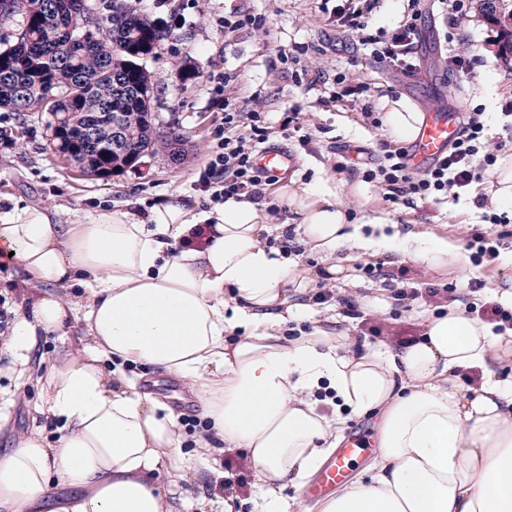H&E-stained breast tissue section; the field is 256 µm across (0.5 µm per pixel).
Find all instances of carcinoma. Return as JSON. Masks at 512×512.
Here are the masks:
<instances>
[{
	"mask_svg": "<svg viewBox=\"0 0 512 512\" xmlns=\"http://www.w3.org/2000/svg\"><path fill=\"white\" fill-rule=\"evenodd\" d=\"M78 0H12L0 16V107L45 114L52 153L87 177H108L149 150L156 126L143 57L169 37L137 6L99 18L106 35L85 42L64 32ZM119 123L135 146H115Z\"/></svg>",
	"mask_w": 512,
	"mask_h": 512,
	"instance_id": "obj_1",
	"label": "carcinoma"
}]
</instances>
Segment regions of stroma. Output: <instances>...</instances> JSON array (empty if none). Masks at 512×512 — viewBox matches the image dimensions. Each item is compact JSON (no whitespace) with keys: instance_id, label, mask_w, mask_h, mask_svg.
Here are the masks:
<instances>
[{"instance_id":"35a3bbf8","label":"stroma","mask_w":512,"mask_h":512,"mask_svg":"<svg viewBox=\"0 0 512 512\" xmlns=\"http://www.w3.org/2000/svg\"><path fill=\"white\" fill-rule=\"evenodd\" d=\"M336 5V0H140L141 10L170 32L144 65L154 79L156 123L183 137L186 159L172 163L162 148L110 177H86L51 154L40 113L21 116L0 109V130L11 138L10 143L0 142V214L38 207L52 213L56 223L69 224L124 209L132 199L145 211L170 194L186 195L200 208H210L213 202L199 178L217 149V131L239 136L258 126L266 131V145L286 149L296 159L277 184L260 188L270 216L278 214L273 204L278 183L295 179L335 190L353 221L360 223L364 238L414 228L447 236L466 248L473 227L483 222L485 210L476 198L488 192L489 183L476 185L471 195L454 204L393 203L378 182L341 170L340 164L352 159L372 169L382 161L390 138L363 113L380 112L386 96L410 97L426 110L449 96L464 105L482 106L490 136L500 141L502 110L512 102V61L498 55L494 27L482 18L478 0H466L452 22L459 38L446 43L444 33L451 22L438 0H421L417 66L405 75L352 40L336 22ZM452 53L473 58L471 74L452 72ZM219 84L224 87L220 93L215 90ZM228 112L238 115L230 126L224 123ZM294 113L299 116L297 127L284 128L286 117ZM336 261L344 268L342 278L306 289L302 308L285 326L288 337L310 331L315 320L328 331L358 336L363 321L369 320L384 326L383 336L369 337V344L391 349L394 335L408 336L422 328L421 312H438L435 301H397L392 281L366 278V264L381 262L389 271L408 268L418 283L452 284L449 302L466 307L484 299L503 304L512 292V243L504 244L493 262L477 264L466 257L443 270L405 255L364 249L340 250ZM480 280L484 288L470 292L469 283ZM322 288L329 298L320 304L313 295ZM348 299L355 300L356 314L347 313ZM128 379L178 415L184 448L194 449L202 426L197 402L184 381L140 365L129 371ZM37 405L38 391L31 387L0 415V453L12 448L18 436L48 428ZM173 492L178 500L203 503L204 512H224L229 499L238 512H252L255 468L246 450H227L218 464L201 463L197 475L178 483Z\"/></svg>"}]
</instances>
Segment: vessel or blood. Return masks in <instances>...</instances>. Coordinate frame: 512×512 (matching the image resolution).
<instances>
[{"mask_svg":"<svg viewBox=\"0 0 512 512\" xmlns=\"http://www.w3.org/2000/svg\"><path fill=\"white\" fill-rule=\"evenodd\" d=\"M462 124V107L455 101L442 102L424 112L419 133L408 145L407 161L410 167L424 170L432 166L458 137ZM293 163V156L280 148L265 147L256 155L257 167L274 175L281 173ZM363 449L361 440L348 442L324 469L318 482L309 487V495L321 497L334 490L336 486L346 483L352 459Z\"/></svg>","mask_w":512,"mask_h":512,"instance_id":"vessel-or-blood-1","label":"vessel or blood"}]
</instances>
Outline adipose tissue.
Masks as SVG:
<instances>
[{
  "label": "adipose tissue",
  "mask_w": 512,
  "mask_h": 512,
  "mask_svg": "<svg viewBox=\"0 0 512 512\" xmlns=\"http://www.w3.org/2000/svg\"><path fill=\"white\" fill-rule=\"evenodd\" d=\"M381 108L386 131L412 140L419 106L386 97ZM276 203L284 215L276 227L263 204L230 198L204 210L180 194L144 215L55 224L28 207L0 217V253L12 254L38 292L30 307L13 309L0 341L11 374L24 378L37 337L62 331L77 307L90 336L38 380L54 439L35 431L0 453V512H179L159 476L190 480L200 458L225 448L251 456L253 512H512V376L489 372L512 338L456 306L430 315L421 340L397 351L354 352L345 330L287 337L291 301L312 278L265 233H294L332 276L342 272L336 251L360 241L330 189L293 181ZM197 224L207 225L208 245L182 246ZM382 247L432 268L459 260L447 238L425 232ZM74 285L82 300L63 296ZM138 364L186 382L205 426L194 451H183L170 408L125 383V368ZM474 368L484 381L462 388L460 372ZM349 412L378 417L371 463L313 505L284 495L327 463Z\"/></svg>",
  "instance_id": "obj_1"
}]
</instances>
